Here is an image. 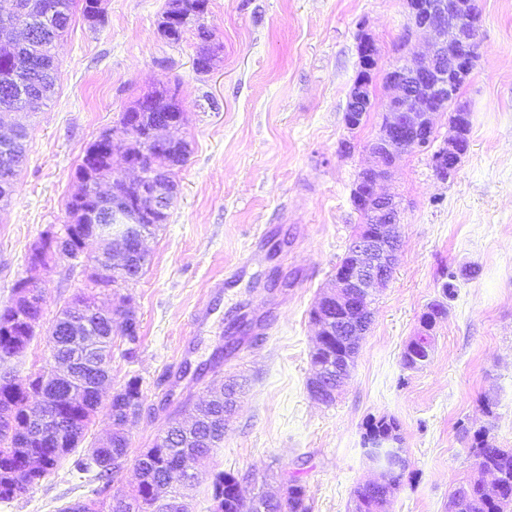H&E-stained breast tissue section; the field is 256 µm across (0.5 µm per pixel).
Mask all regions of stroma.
<instances>
[{
	"label": "stroma",
	"instance_id": "1",
	"mask_svg": "<svg viewBox=\"0 0 512 512\" xmlns=\"http://www.w3.org/2000/svg\"><path fill=\"white\" fill-rule=\"evenodd\" d=\"M164 4L105 0L107 20L95 27L74 15L55 44L53 97L9 115L28 137L14 192L0 203V309L20 280L42 289V325L24 370L49 357L58 311L90 292L87 267L102 243L90 238L78 259L58 255L36 271L33 247L63 233L87 146L139 98L171 90L190 146L179 191L146 242L144 274L102 297H129L140 321L134 357L112 333L111 389L141 380L143 412L127 427L132 453L152 447L177 410L234 378L243 391L222 447L195 465L193 512H211L207 488L218 471L242 476L248 497L281 494L295 478L310 512H352L355 488L375 476L362 448L371 417L397 421L408 460L390 512H448L451 493L475 474L466 431L487 429L498 447L512 448V0H477L478 59L460 93L472 125L456 173L440 180L429 153L415 150L384 184L401 203L399 260L329 405L307 390L317 332L310 312L361 222L350 195L379 123L375 111L357 130L344 122L357 37L377 43L380 103L383 70L424 52L427 38L403 45L404 0H209L202 24L215 57L201 73L198 25L168 41L158 30ZM218 281L224 292L211 296ZM445 282L454 297L443 298ZM438 299L446 314L431 357L407 369L403 350ZM207 305L208 324L193 331L191 313ZM108 429L97 415L76 452L0 512L97 500V482L74 462Z\"/></svg>",
	"mask_w": 512,
	"mask_h": 512
}]
</instances>
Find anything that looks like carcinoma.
I'll return each instance as SVG.
<instances>
[{
    "instance_id": "carcinoma-1",
    "label": "carcinoma",
    "mask_w": 512,
    "mask_h": 512,
    "mask_svg": "<svg viewBox=\"0 0 512 512\" xmlns=\"http://www.w3.org/2000/svg\"><path fill=\"white\" fill-rule=\"evenodd\" d=\"M50 0H0V15L6 14L21 27H28L35 13L43 11ZM67 17L38 30L31 44L24 42L0 44V105L8 109H39L54 95L55 75L59 64L52 53L53 43L68 29L72 17L81 12L93 24L105 22L103 0H63ZM23 76L27 81L26 96L19 98L13 89V76ZM148 104V111L164 118L185 120L176 93L169 90L154 91L138 100ZM25 129H20L17 142L0 150V168L12 162L20 164L25 159ZM107 145L98 137L87 149L79 165V179H110L113 165L106 161ZM154 171L165 170L176 178L177 166L167 157L155 152L144 158ZM112 225L68 224L61 237L63 255L77 259L84 241L96 231ZM92 296L80 294L72 302L85 310L74 316L70 304H65L52 322L51 362L73 360L85 369L76 377L66 393L58 391L52 376L53 368L44 367L25 376L18 375L15 360L36 336L34 323L39 320V307L28 312L29 321L15 319L10 307L0 312V367L10 366L13 383H0V501H9L26 492L33 485L54 474L59 462L71 454L85 439L89 425L102 406V396L96 385L105 378L112 363V316L91 308ZM35 396L50 406L53 427L41 434L29 428L27 410L29 399ZM143 402L140 378H131L124 392L109 401L108 418L122 414L129 405ZM207 421L192 429L183 430L177 419L169 421L159 434L153 447L135 456V466L140 481L127 498L94 503L93 512H176L177 501L194 487V478L185 476L181 464L184 457L209 455L224 443V395L213 399L206 409ZM400 435L399 424L385 417L366 421L365 435ZM471 453L482 464L512 478V448H499L489 439L488 431L480 429L471 438ZM127 436L113 435L106 443L88 449L86 456L75 461V468L82 473H94L101 482L99 492L110 487L117 468L129 457ZM404 472L392 476L383 487L363 485L354 493V512H374L377 499L398 488ZM211 498H223L224 512H251L248 503L237 498L234 474L218 471L210 485ZM512 507V483L508 484L497 502H488L479 496L467 500L463 512H507ZM271 512H310L305 501L304 487L295 479L288 480V493L272 505Z\"/></svg>"
}]
</instances>
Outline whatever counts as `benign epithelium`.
Instances as JSON below:
<instances>
[{"label":"benign epithelium","instance_id":"benign-epithelium-1","mask_svg":"<svg viewBox=\"0 0 512 512\" xmlns=\"http://www.w3.org/2000/svg\"><path fill=\"white\" fill-rule=\"evenodd\" d=\"M404 2L408 25L403 42L419 31L428 36L430 51L401 59L384 73L388 95L380 113L378 132L367 146L371 163L358 173L351 191L352 201L364 215L366 226L351 245L348 263L314 306L315 350L325 353V359L313 365L308 386L313 399L325 404L335 399L347 378L353 354L366 331L365 322L373 317L374 293L388 282L398 261L400 204L381 191V184L389 178L396 159L410 150H432V167L443 181L455 174L467 153L468 136L457 121L450 123L452 135L438 148L433 145L437 115L468 83L473 71L480 30L475 0ZM202 10L199 5L188 11L172 12L167 16L168 27L182 29L191 20L199 19ZM357 54L362 73L353 80L344 117L351 131L358 128L360 113L375 111L373 74L379 57L372 36H358ZM130 125L137 130L142 151L123 153L122 164L137 172V177L130 182L114 179L107 185L84 180L75 193L80 203L107 196L117 202L107 216L112 231L99 235L110 247L109 266L93 263L90 276L101 279L110 274L119 283L135 280L140 272L136 257L149 256L147 236L139 231L141 220L162 214L169 203L164 178L146 171L143 155L159 151L179 158L189 150L188 143L177 142L170 119L140 111L131 114ZM332 336L336 337V346L349 348V354L331 352ZM48 416L44 403L33 406L30 424L34 430L44 431ZM363 448L369 462L379 471V477L369 481L371 485L383 484L392 472L406 464L400 443L389 436L373 437ZM485 474L493 477L492 484L486 485L481 478L477 483L481 493L490 498L501 490V477L487 469L479 472L481 476Z\"/></svg>","mask_w":512,"mask_h":512}]
</instances>
